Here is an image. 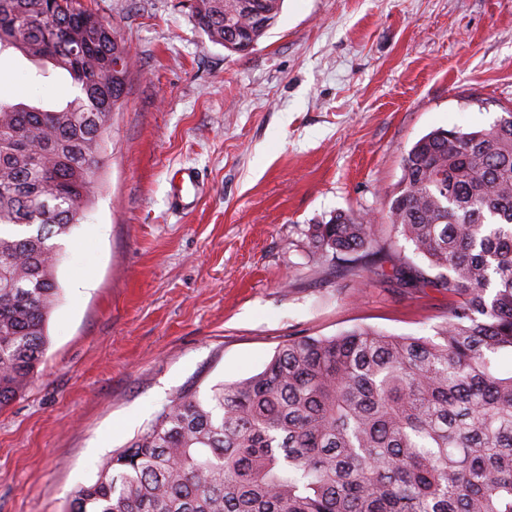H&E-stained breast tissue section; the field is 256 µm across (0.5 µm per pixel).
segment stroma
<instances>
[{
    "mask_svg": "<svg viewBox=\"0 0 512 512\" xmlns=\"http://www.w3.org/2000/svg\"><path fill=\"white\" fill-rule=\"evenodd\" d=\"M192 0H84L124 38L126 96L84 221L59 240V303L27 391L0 410V512H62L183 388L262 371L294 336H429L434 288L321 272L308 225L388 234L402 158L437 129L512 112V0H284L247 54ZM71 80L0 53V98L46 107ZM196 195L177 201L176 176Z\"/></svg>",
    "mask_w": 512,
    "mask_h": 512,
    "instance_id": "obj_1",
    "label": "stroma"
}]
</instances>
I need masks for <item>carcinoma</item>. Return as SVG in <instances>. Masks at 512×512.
I'll return each instance as SVG.
<instances>
[{"instance_id":"obj_1","label":"carcinoma","mask_w":512,"mask_h":512,"mask_svg":"<svg viewBox=\"0 0 512 512\" xmlns=\"http://www.w3.org/2000/svg\"><path fill=\"white\" fill-rule=\"evenodd\" d=\"M198 2L215 43L227 13L253 25L239 0ZM119 44L81 0H0V52L50 62L75 88L55 110L0 99V410L46 349L55 239L85 218L110 141L97 121L125 96ZM387 214L427 267L386 251L355 211L309 225L308 252L447 291L434 335L301 336L250 378L184 389L64 512H512V112L418 139Z\"/></svg>"}]
</instances>
